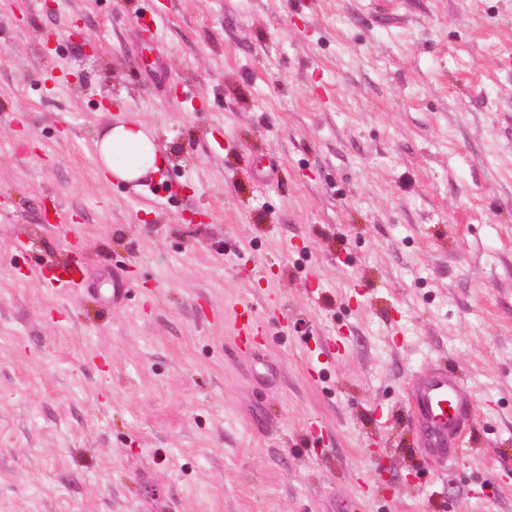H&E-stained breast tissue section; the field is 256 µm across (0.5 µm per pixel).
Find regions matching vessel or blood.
<instances>
[{
	"label": "vessel or blood",
	"instance_id": "obj_1",
	"mask_svg": "<svg viewBox=\"0 0 512 512\" xmlns=\"http://www.w3.org/2000/svg\"><path fill=\"white\" fill-rule=\"evenodd\" d=\"M404 404L426 459L444 466L459 458L467 444L471 401L455 374L435 367L412 377Z\"/></svg>",
	"mask_w": 512,
	"mask_h": 512
}]
</instances>
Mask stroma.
Returning <instances> with one entry per match:
<instances>
[{"label":"stroma","instance_id":"obj_1","mask_svg":"<svg viewBox=\"0 0 512 512\" xmlns=\"http://www.w3.org/2000/svg\"><path fill=\"white\" fill-rule=\"evenodd\" d=\"M0 512H512V0H0ZM159 147L140 120L119 122L97 143L105 171L124 182H135L161 163ZM407 386L406 414L426 459L445 466L459 458L467 444L471 400L458 377L448 369L433 367L426 375L412 377Z\"/></svg>","mask_w":512,"mask_h":512}]
</instances>
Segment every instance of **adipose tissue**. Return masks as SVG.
I'll use <instances>...</instances> for the list:
<instances>
[{"label": "adipose tissue", "mask_w": 512, "mask_h": 512, "mask_svg": "<svg viewBox=\"0 0 512 512\" xmlns=\"http://www.w3.org/2000/svg\"><path fill=\"white\" fill-rule=\"evenodd\" d=\"M105 171L124 182H134L157 170L159 147L143 122L132 120L112 126L97 144Z\"/></svg>", "instance_id": "1"}]
</instances>
